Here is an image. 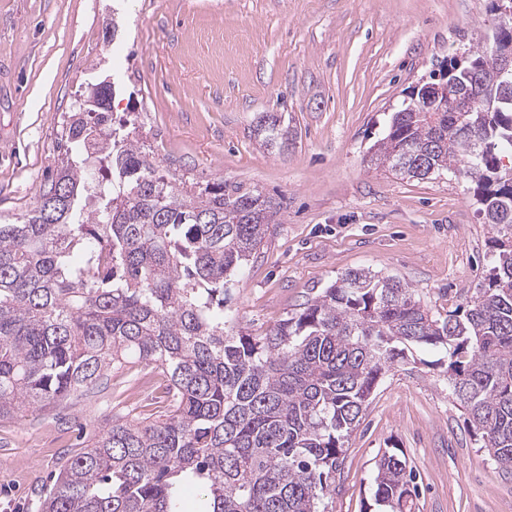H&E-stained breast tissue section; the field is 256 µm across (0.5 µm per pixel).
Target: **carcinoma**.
<instances>
[{
  "instance_id": "cac0c4a2",
  "label": "carcinoma",
  "mask_w": 512,
  "mask_h": 512,
  "mask_svg": "<svg viewBox=\"0 0 512 512\" xmlns=\"http://www.w3.org/2000/svg\"><path fill=\"white\" fill-rule=\"evenodd\" d=\"M452 78L487 112H393L371 162L401 178L448 172L475 184L494 257L465 311L435 316L411 286L342 274L262 336L231 334L224 293L282 203L241 183L201 185L160 169L143 142L110 131L111 94L62 122L57 169L36 206L0 223V420L93 392L115 370L151 366L164 418L110 420L59 469L42 512H326L344 439L378 382L417 349L448 354V388L481 448L512 473V74ZM270 148L282 116L253 129ZM416 474L384 453L375 498L402 506ZM195 485L189 510L181 489Z\"/></svg>"
}]
</instances>
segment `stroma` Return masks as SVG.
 <instances>
[{"mask_svg":"<svg viewBox=\"0 0 512 512\" xmlns=\"http://www.w3.org/2000/svg\"><path fill=\"white\" fill-rule=\"evenodd\" d=\"M492 0H0V221L32 209L57 165L66 112L113 82L112 122L162 170L241 182L283 203L226 303L231 333L262 335L352 269L399 277L447 315L476 299L495 235L471 183L370 165L392 110L440 62L491 30ZM283 115L287 149L251 138ZM438 352L386 373L345 442L328 512H385L376 462L420 473L412 512H512V478L479 448ZM139 366L95 393L0 421V512H41L80 438L104 419H161Z\"/></svg>","mask_w":512,"mask_h":512,"instance_id":"obj_1","label":"stroma"}]
</instances>
